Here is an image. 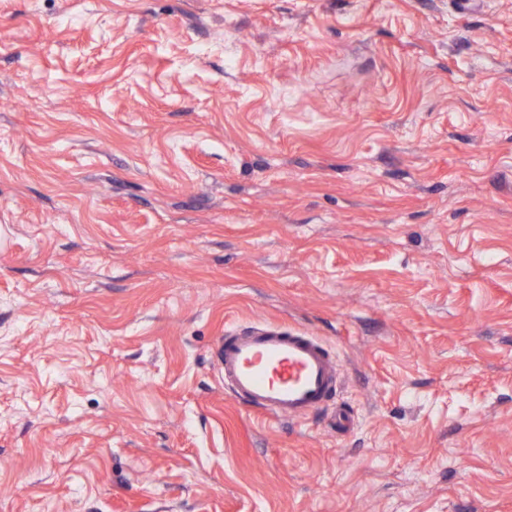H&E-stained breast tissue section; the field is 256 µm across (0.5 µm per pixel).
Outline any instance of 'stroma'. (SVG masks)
<instances>
[{"mask_svg":"<svg viewBox=\"0 0 512 512\" xmlns=\"http://www.w3.org/2000/svg\"><path fill=\"white\" fill-rule=\"evenodd\" d=\"M0 512H512V0H0ZM216 348L230 394L265 415L304 416L322 409L338 390L339 364L304 331L250 326L220 336Z\"/></svg>","mask_w":512,"mask_h":512,"instance_id":"stroma-1","label":"stroma"}]
</instances>
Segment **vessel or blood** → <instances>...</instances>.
Here are the masks:
<instances>
[{
	"label": "vessel or blood",
	"mask_w": 512,
	"mask_h": 512,
	"mask_svg": "<svg viewBox=\"0 0 512 512\" xmlns=\"http://www.w3.org/2000/svg\"><path fill=\"white\" fill-rule=\"evenodd\" d=\"M215 362L235 399L271 417L320 410L338 388L337 361L301 330L251 326L219 337Z\"/></svg>",
	"instance_id": "1"
}]
</instances>
